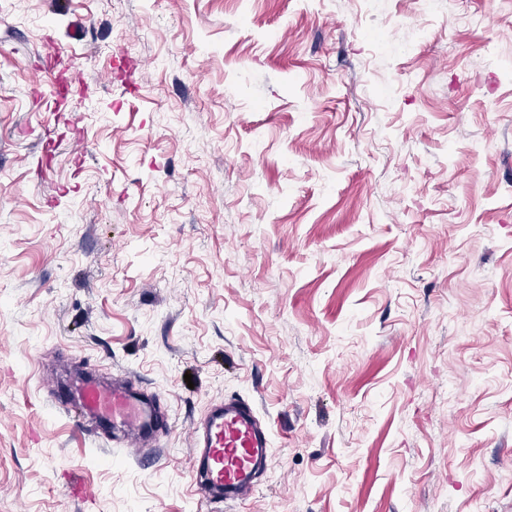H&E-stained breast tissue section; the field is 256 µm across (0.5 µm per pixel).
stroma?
Wrapping results in <instances>:
<instances>
[{"mask_svg":"<svg viewBox=\"0 0 512 512\" xmlns=\"http://www.w3.org/2000/svg\"><path fill=\"white\" fill-rule=\"evenodd\" d=\"M510 60L512 0H0V512H512ZM75 370L172 429L78 432ZM269 447L268 433L249 404L231 401L213 408L197 430L196 484L224 500L248 498L257 490L256 474Z\"/></svg>","mask_w":512,"mask_h":512,"instance_id":"1","label":"stroma"}]
</instances>
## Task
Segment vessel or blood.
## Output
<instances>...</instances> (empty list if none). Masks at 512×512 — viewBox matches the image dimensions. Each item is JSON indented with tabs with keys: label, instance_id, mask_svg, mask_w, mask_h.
I'll return each instance as SVG.
<instances>
[{
	"label": "vessel or blood",
	"instance_id": "vessel-or-blood-1",
	"mask_svg": "<svg viewBox=\"0 0 512 512\" xmlns=\"http://www.w3.org/2000/svg\"><path fill=\"white\" fill-rule=\"evenodd\" d=\"M58 390L79 408L81 419L106 433L121 432L133 448L168 424L151 400L126 383L79 375ZM195 448L194 471L208 493L228 500L255 493L256 474L269 457V437L249 404L231 401L213 408L197 431Z\"/></svg>",
	"mask_w": 512,
	"mask_h": 512
}]
</instances>
